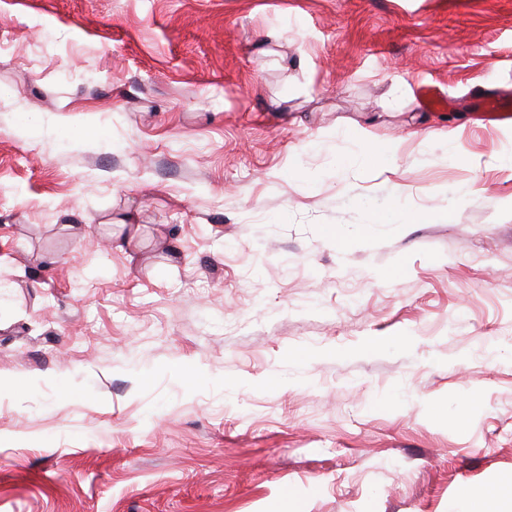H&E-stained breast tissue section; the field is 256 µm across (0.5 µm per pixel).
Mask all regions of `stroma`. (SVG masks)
Wrapping results in <instances>:
<instances>
[{"label": "stroma", "instance_id": "obj_1", "mask_svg": "<svg viewBox=\"0 0 512 512\" xmlns=\"http://www.w3.org/2000/svg\"><path fill=\"white\" fill-rule=\"evenodd\" d=\"M492 96L512 0H0V512L512 487Z\"/></svg>", "mask_w": 512, "mask_h": 512}]
</instances>
